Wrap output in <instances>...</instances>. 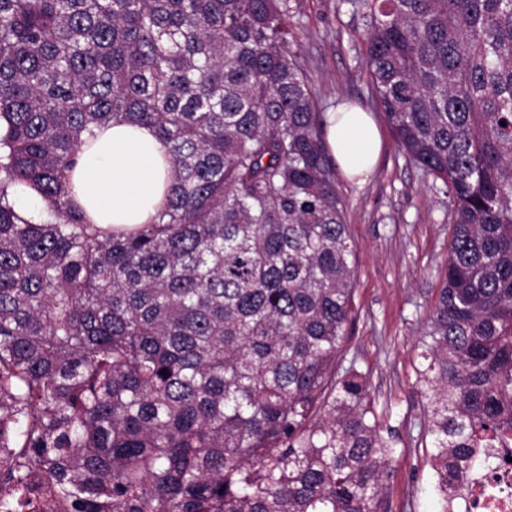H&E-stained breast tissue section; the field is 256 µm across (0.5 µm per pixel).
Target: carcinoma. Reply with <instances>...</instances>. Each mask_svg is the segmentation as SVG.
I'll return each mask as SVG.
<instances>
[{
  "instance_id": "obj_1",
  "label": "carcinoma",
  "mask_w": 512,
  "mask_h": 512,
  "mask_svg": "<svg viewBox=\"0 0 512 512\" xmlns=\"http://www.w3.org/2000/svg\"><path fill=\"white\" fill-rule=\"evenodd\" d=\"M363 2L379 106L453 207L418 377L453 512L512 435V0ZM110 123L168 147L137 229L73 200ZM324 130L288 0H0L1 486L39 476L69 512H387L396 440L363 376L335 379L355 246ZM15 208L26 217H31L35 222H43L51 218L43 211L40 200L27 191L18 189L13 195Z\"/></svg>"
}]
</instances>
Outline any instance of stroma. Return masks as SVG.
<instances>
[{"label":"stroma","instance_id":"35a3bbf8","mask_svg":"<svg viewBox=\"0 0 512 512\" xmlns=\"http://www.w3.org/2000/svg\"><path fill=\"white\" fill-rule=\"evenodd\" d=\"M299 61L329 111L347 99L370 112L382 137L374 174L363 186L337 177L357 244L352 318L336 359L337 375L356 369L398 452L385 485L388 512H435L430 449L418 426L427 397L417 381L418 340L443 286L452 224L436 182L409 163L378 109L362 65L369 12L361 0H288Z\"/></svg>","mask_w":512,"mask_h":512}]
</instances>
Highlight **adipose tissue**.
Wrapping results in <instances>:
<instances>
[{"label": "adipose tissue", "mask_w": 512, "mask_h": 512, "mask_svg": "<svg viewBox=\"0 0 512 512\" xmlns=\"http://www.w3.org/2000/svg\"><path fill=\"white\" fill-rule=\"evenodd\" d=\"M326 141L342 174L364 183L379 160L380 133L368 112L339 104L326 115ZM170 180L167 148L152 129L120 123L86 137L71 173L76 201L101 227L150 223Z\"/></svg>", "instance_id": "obj_1"}]
</instances>
